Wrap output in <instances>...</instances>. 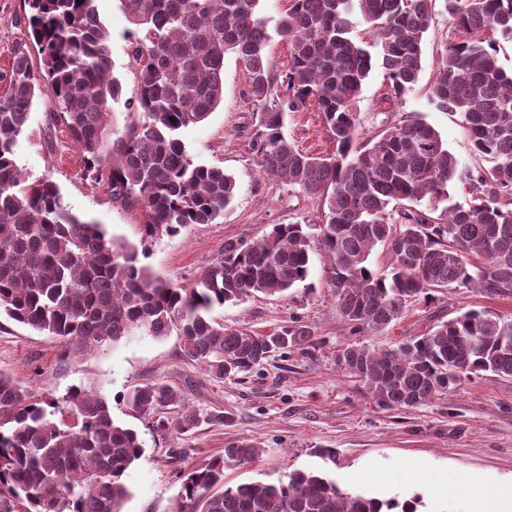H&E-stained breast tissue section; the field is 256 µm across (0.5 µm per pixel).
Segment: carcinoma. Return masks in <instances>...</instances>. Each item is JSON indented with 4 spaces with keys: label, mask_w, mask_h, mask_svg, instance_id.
Segmentation results:
<instances>
[{
    "label": "carcinoma",
    "mask_w": 512,
    "mask_h": 512,
    "mask_svg": "<svg viewBox=\"0 0 512 512\" xmlns=\"http://www.w3.org/2000/svg\"><path fill=\"white\" fill-rule=\"evenodd\" d=\"M95 0H27L42 64L14 50L9 92L0 96V315L56 339L66 362L107 351L131 336H181L184 355L212 377L241 382L271 357L306 352L313 332L297 316L270 333L224 325L217 311L256 294L306 282L312 256L329 266L328 288L349 334L385 330L410 305L449 288L512 294V74L496 62L497 33L512 39V0H289L269 31L260 0H118L132 29L129 55L137 104L122 136L108 141L110 32ZM441 4L453 38L442 54L434 104L462 114L481 165L465 174L470 200L450 202L457 161L441 134L407 117L356 148L355 102L380 61L397 102L419 80L422 44ZM371 41L353 35L355 16ZM288 43L290 66L274 74L272 35ZM380 48L374 59L370 48ZM247 71L260 112L251 148L261 173L319 198V223L275 224L252 244L224 252L188 286L154 276L135 246L80 220L48 178L28 180L14 154L34 99L49 84L84 177L112 205L138 211L141 245L193 224H215L235 197L224 170L196 165L178 137L224 97V59ZM317 104L335 144L309 155L284 135L286 114ZM382 250L387 272L370 261ZM341 368L389 409L415 407L482 373L512 377V317L469 310L438 321L393 348L346 345ZM133 411L160 433L193 434L233 423L202 413L165 382L133 386ZM259 450L242 441L180 472L172 512H417L415 501L381 500L343 489L321 472L297 470L278 483H224V470ZM144 455L138 433L114 420L101 392L83 384L60 398L34 395L0 372V512H124V477Z\"/></svg>",
    "instance_id": "carcinoma-1"
}]
</instances>
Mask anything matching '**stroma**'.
I'll list each match as a JSON object with an SVG mask.
<instances>
[{"mask_svg": "<svg viewBox=\"0 0 512 512\" xmlns=\"http://www.w3.org/2000/svg\"><path fill=\"white\" fill-rule=\"evenodd\" d=\"M95 6L111 34L113 74L123 87L109 126L110 135L117 137L127 123V104L138 93L126 40L129 23L118 0H95ZM29 16L25 0H0V95L8 88L15 47L28 46L32 61L40 59L37 47L30 44ZM451 32L447 13L435 12L422 46L419 82L395 105L382 104L386 75L381 66H374L356 104L361 140L394 127L402 117L416 116L440 132L459 171L473 168L475 155L461 113L438 109L430 98V85ZM58 109L51 87L42 85L15 147L17 165L32 179L50 176L82 219L102 225L120 241L138 243L140 217L113 207L106 189L84 178L81 154L66 128L50 123L51 113ZM255 118L244 66L235 56H226L222 101L206 120L181 129L179 137L194 163L233 175L235 198L219 223L195 224L153 243L143 263L156 276L189 285L223 252L225 240L248 244L276 224L316 222L319 199L261 174L250 147ZM285 133L308 152L334 151L315 109L289 113ZM327 279L323 260L316 256L307 287L225 305L221 314L231 326L269 332L294 315L314 332L315 345L308 352L286 360L273 357L243 383L209 376L185 357L176 335L162 339L139 335L105 354L62 363L54 339L4 316L0 317V371L47 398L61 397L79 383L108 397L114 419L134 428L145 449L125 476L131 491L125 512H170L180 491V470L223 454L230 442L239 439L255 445L259 454L251 463L225 470L224 481L230 485L275 483L302 469L335 477L352 492L418 500L420 512H470L467 491H426L418 478L455 471L481 477L490 488L512 481V378L486 373L465 380L449 395L393 410L378 405L362 382L338 364L348 343L386 348L423 334L437 320L470 309L510 317L512 295L489 297L471 288H453L431 303L408 308L384 331L354 338L336 311ZM152 382L178 386L199 411L221 408L232 413L233 424L205 425L189 436L155 432L125 399L131 386ZM324 448L335 450V459L321 456Z\"/></svg>", "mask_w": 512, "mask_h": 512, "instance_id": "stroma-1", "label": "stroma"}]
</instances>
